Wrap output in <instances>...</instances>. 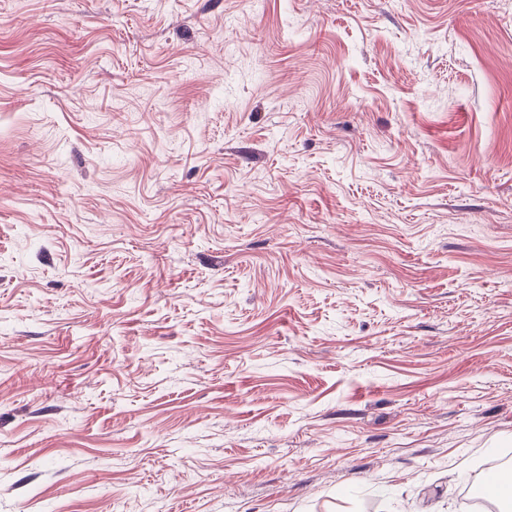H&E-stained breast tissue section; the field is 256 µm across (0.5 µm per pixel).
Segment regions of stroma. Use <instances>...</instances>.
I'll list each match as a JSON object with an SVG mask.
<instances>
[{
  "instance_id": "1",
  "label": "stroma",
  "mask_w": 512,
  "mask_h": 512,
  "mask_svg": "<svg viewBox=\"0 0 512 512\" xmlns=\"http://www.w3.org/2000/svg\"><path fill=\"white\" fill-rule=\"evenodd\" d=\"M512 454V0H0V512H471Z\"/></svg>"
}]
</instances>
